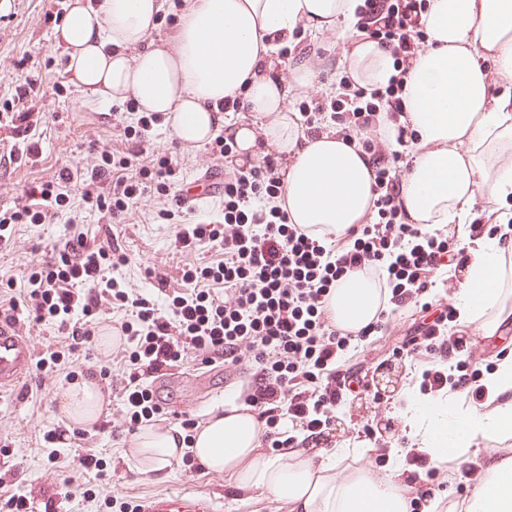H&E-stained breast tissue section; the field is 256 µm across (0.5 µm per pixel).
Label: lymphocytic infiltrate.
I'll use <instances>...</instances> for the list:
<instances>
[{
	"instance_id": "obj_1",
	"label": "lymphocytic infiltrate",
	"mask_w": 512,
	"mask_h": 512,
	"mask_svg": "<svg viewBox=\"0 0 512 512\" xmlns=\"http://www.w3.org/2000/svg\"><path fill=\"white\" fill-rule=\"evenodd\" d=\"M428 0H363L358 35L388 47L396 75L387 85L357 86L341 76L323 100L302 99L298 110L308 138L329 137L355 145L370 163L376 197L359 224L340 236L319 234L288 223L276 204L281 193L279 154L264 152L249 168L235 164V144L216 137L212 153L224 161V205L220 220L184 224L168 209L177 158L151 151L162 117L140 116L131 146L107 147L85 171L61 168L38 194L43 209L18 206L0 213V224H42L61 205V190L79 181L89 210L117 219L141 199L159 204L158 214L176 222L178 251L209 245L219 261L187 263L153 271L163 301L132 288L119 270L128 261L114 232L89 238L67 234L55 241L57 261L33 266L27 292L1 310L23 334L52 324L61 348L75 353L97 336L103 321L112 326V350L100 367L110 389L116 418L128 434L154 425L161 414L144 380L163 368L190 363L223 365L230 378H242V403L265 430L260 447L284 452L329 436L337 407L347 404L360 384L350 363L353 341L376 347L389 315L402 319V338L391 346L405 354L413 379L430 395L462 393L476 379L471 368L484 364L489 346L465 343L453 324L456 302L451 275L463 243L475 244L512 230L487 211L459 229L409 223L402 206V177L410 166L400 145L414 132L405 117L408 71L427 43ZM440 279H432L433 269ZM360 273L375 278L385 308L365 329L341 328L327 300L341 278ZM440 288L436 302L426 295ZM403 485L411 505L433 499L444 484L423 454Z\"/></svg>"
}]
</instances>
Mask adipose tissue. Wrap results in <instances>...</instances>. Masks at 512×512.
Listing matches in <instances>:
<instances>
[{
	"label": "adipose tissue",
	"mask_w": 512,
	"mask_h": 512,
	"mask_svg": "<svg viewBox=\"0 0 512 512\" xmlns=\"http://www.w3.org/2000/svg\"><path fill=\"white\" fill-rule=\"evenodd\" d=\"M359 0H182L177 27L166 46L147 39L164 0H70L55 31L68 56L67 69L86 98L133 99L138 111L161 112L175 139L187 146L209 141L225 125L217 106L240 97L246 109L272 117L264 133L242 125L232 130L239 151L254 150L268 136L286 161L280 172L283 207L292 224L343 234L371 206L366 156L337 139L309 140L289 116V82L305 86L311 70L278 77L276 47L298 28L330 31L337 21L354 24ZM427 46L405 84L406 117L416 141L404 176L402 205L416 224L464 223L477 202L512 198V94H493L479 59H493L512 80V0H429ZM357 86L385 85L393 57L377 40L364 39L345 54ZM380 290L360 274L346 277L329 306L337 323L356 331L376 321ZM457 319L496 333L512 319V260L498 239L483 243L466 265L458 288ZM103 398L82 383L63 397L77 423L94 421ZM512 399L494 411L461 409L445 397L410 400L404 411L421 453L436 464L465 455L479 439L512 432ZM251 413L231 411L209 419L192 442L171 430L148 429L134 439L133 458L146 473L170 467L191 449L207 470L232 476L240 492L286 504L289 512H410L397 478L365 484L362 470L342 462L363 449L340 447L327 461L295 449L290 455L258 451ZM448 512H512V455L493 456L477 492Z\"/></svg>",
	"instance_id": "ef3b65f1"
}]
</instances>
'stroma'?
<instances>
[{
	"instance_id": "1",
	"label": "stroma",
	"mask_w": 512,
	"mask_h": 512,
	"mask_svg": "<svg viewBox=\"0 0 512 512\" xmlns=\"http://www.w3.org/2000/svg\"><path fill=\"white\" fill-rule=\"evenodd\" d=\"M68 0H0V181L12 186V196L0 199V209L14 207L31 189L52 180L62 167L84 168L92 147L103 148L120 143L125 127L136 126L138 111L128 110L122 103L87 101L70 79L65 54L55 37V20L46 16L48 8L66 13ZM307 43L320 48L324 66L316 72L313 89L334 88L343 75V63L336 50L345 42L343 32L304 31ZM33 80L39 90L42 118L27 136L14 132L8 106L16 105L17 93L24 80ZM37 142L39 155L28 158L27 142ZM64 224H18L0 234V297L23 294L30 265L45 261L48 243L57 240ZM114 232L129 256L124 269L132 287L149 285L150 270L181 265L183 257L173 248V224L155 218L149 200H142ZM112 345L101 339L89 348L58 360L54 369H32L16 388L0 392V447L9 450L10 466L0 469V512L26 481L35 502H43V493L62 487L71 479L72 498L69 512H109L104 497L141 504L161 493L176 491L203 495L215 500L218 512H288L287 506L275 502H256L241 495L227 475L198 469L182 471L170 465L165 473L141 472L131 455V438L114 435L107 424L113 409L103 406L97 418L102 429L85 439L75 434L77 425L61 408V396L73 382V374L95 370ZM183 399L190 417L203 423L217 413L238 404L236 386L222 387L209 394L199 389L194 379V365L183 368ZM62 429L56 448L59 460H48L40 447L49 431ZM93 450L107 463L104 479L91 483L71 475L64 455L74 450ZM98 494L87 497V488Z\"/></svg>"
}]
</instances>
